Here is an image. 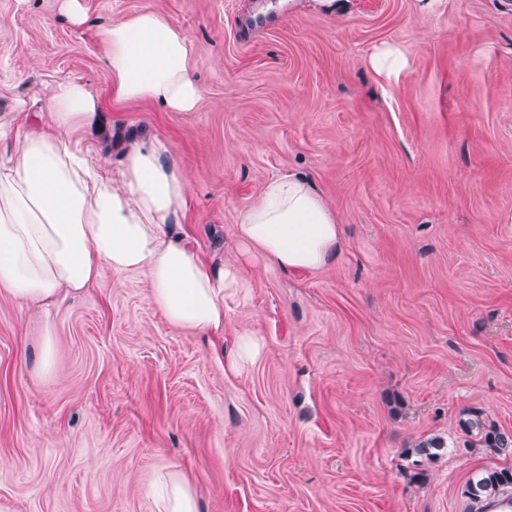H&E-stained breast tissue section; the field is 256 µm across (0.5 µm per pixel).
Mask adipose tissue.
Returning <instances> with one entry per match:
<instances>
[{
    "label": "adipose tissue",
    "mask_w": 512,
    "mask_h": 512,
    "mask_svg": "<svg viewBox=\"0 0 512 512\" xmlns=\"http://www.w3.org/2000/svg\"><path fill=\"white\" fill-rule=\"evenodd\" d=\"M98 39L114 92L190 112L201 90L191 75L189 36L159 12L143 9L101 27ZM47 120L36 130L12 121L0 153V288L35 307L42 344L37 371L54 366V316L85 294L104 272L143 275L150 301L169 324L224 337V300L251 286L239 266L204 261L184 222L189 181L172 145L131 137L122 161L106 168L84 132L101 103L84 83L44 88ZM241 244L284 270L318 271L338 256L340 229L304 177L267 182L237 216ZM157 512H197L178 470L156 484Z\"/></svg>",
    "instance_id": "obj_1"
}]
</instances>
